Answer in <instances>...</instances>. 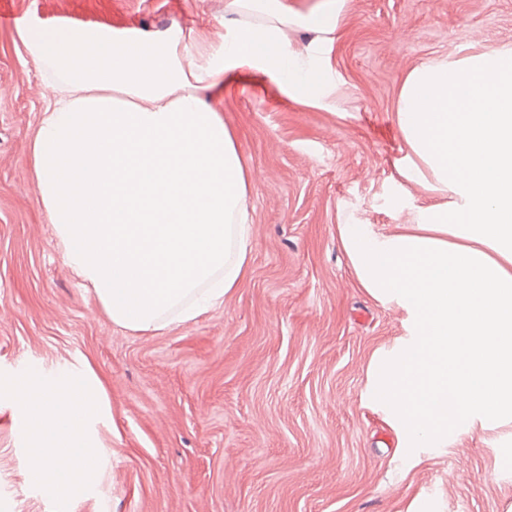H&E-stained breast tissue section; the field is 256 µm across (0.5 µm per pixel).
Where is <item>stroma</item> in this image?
Returning <instances> with one entry per match:
<instances>
[{
	"instance_id": "obj_1",
	"label": "stroma",
	"mask_w": 512,
	"mask_h": 512,
	"mask_svg": "<svg viewBox=\"0 0 512 512\" xmlns=\"http://www.w3.org/2000/svg\"><path fill=\"white\" fill-rule=\"evenodd\" d=\"M151 36L217 39L224 0H0V373L89 363L107 414L98 489L72 512H512V426L407 454L364 396L373 355L403 312L358 288L337 227L394 231L428 199L395 166L401 85L422 62L512 48V0H348L331 45L336 91L293 99L231 67L210 105L247 164L250 269L194 321L140 335L112 324L64 261L38 200L31 141L51 96L18 30L60 17ZM0 512H54L33 487L0 399Z\"/></svg>"
}]
</instances>
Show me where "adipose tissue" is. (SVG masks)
I'll use <instances>...</instances> for the list:
<instances>
[{"label":"adipose tissue","instance_id":"ef3b65f1","mask_svg":"<svg viewBox=\"0 0 512 512\" xmlns=\"http://www.w3.org/2000/svg\"><path fill=\"white\" fill-rule=\"evenodd\" d=\"M345 4L302 18L282 0H224V35L202 46L179 28L132 41L19 30L53 93L31 143L39 201L114 325L158 332L239 287L247 168L203 95L226 68L249 66L298 101H323L336 85L292 32L335 33ZM396 117L408 148L398 173L432 203L399 231H337L357 287L406 315L405 336L370 364L366 396L399 447L433 450L449 432L512 422V48L415 66Z\"/></svg>","mask_w":512,"mask_h":512}]
</instances>
